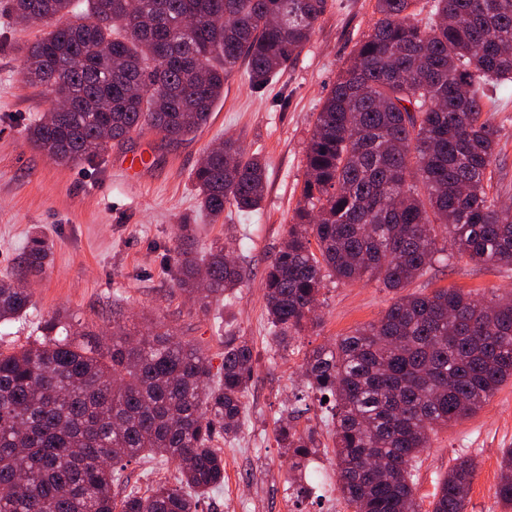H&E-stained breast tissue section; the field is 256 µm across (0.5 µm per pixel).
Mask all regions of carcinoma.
Listing matches in <instances>:
<instances>
[{
  "label": "carcinoma",
  "mask_w": 512,
  "mask_h": 512,
  "mask_svg": "<svg viewBox=\"0 0 512 512\" xmlns=\"http://www.w3.org/2000/svg\"><path fill=\"white\" fill-rule=\"evenodd\" d=\"M377 0L379 18L325 99L306 153L308 179L263 290L279 348L312 320L323 282L377 280L396 294L381 318L306 357L307 389L328 397L336 467L353 512H420L413 462L430 434L475 415L512 380V297L477 301L459 289H405L441 242L477 263L512 268V211L490 196L500 157L483 118L484 85L512 81V0ZM325 0H9L18 23L40 25L25 81L66 93L27 129L58 163L92 160L151 130L167 146L209 119L224 81L246 62L260 87L310 41ZM201 209L260 208L266 163L227 137L196 167ZM317 250H312L311 242ZM49 242L30 238L21 263L43 269ZM178 289L210 298L244 270L216 244L208 258L176 250ZM28 289L0 279V324L25 314ZM44 340L0 351V512H198L224 485L216 437L242 429L253 368L249 343L224 342L212 372L202 349L157 322L107 341L52 318ZM277 439L300 471L320 444L282 420ZM176 463L175 481L119 498L131 460ZM471 456L448 469L431 512H466ZM497 496L512 506V448Z\"/></svg>",
  "instance_id": "carcinoma-1"
}]
</instances>
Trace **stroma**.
<instances>
[{"label":"stroma","instance_id":"35a3bbf8","mask_svg":"<svg viewBox=\"0 0 512 512\" xmlns=\"http://www.w3.org/2000/svg\"><path fill=\"white\" fill-rule=\"evenodd\" d=\"M377 18L376 0H326L312 39L286 71L255 87L245 67H238L225 80L207 124L179 147L162 148L159 137L146 132L101 157L60 164L27 138L28 126L50 104L47 91L24 82L21 74L26 48L41 29L19 25L8 0H0V278L19 280L31 293L26 316L0 325V349L42 338L43 323L53 315L94 331L118 325L143 332L161 321L179 341L201 347L216 367L225 338H247L254 364L243 398L244 426L236 438L215 439L224 453V485L202 497L199 512H352L335 486L334 426L317 395L305 393L302 367L313 349L376 321L395 296L375 281L326 279L317 325L283 350L271 339L263 273L302 199L316 116ZM485 92V117L501 149L491 192L499 204L512 206V83L489 84ZM227 136L265 158L266 190L257 214L230 207L214 221L198 205L192 172ZM125 155L145 158L138 177L116 166ZM36 233L53 244L52 260L40 273L19 262ZM184 238L200 254L223 244L246 270L239 288L206 313L176 286L172 249ZM439 288H459L484 301L512 296V269L443 255L411 286L425 294ZM301 392L306 398L299 404L295 396ZM287 415L297 430L315 431L321 441L300 473L290 471L277 441L276 422ZM505 448H512V383L473 417L432 435L414 471L421 512H430L441 479L463 456L478 462L467 512H512L495 495ZM325 483L336 498L332 510L321 496ZM300 485L309 490L302 500L296 496Z\"/></svg>","mask_w":512,"mask_h":512}]
</instances>
